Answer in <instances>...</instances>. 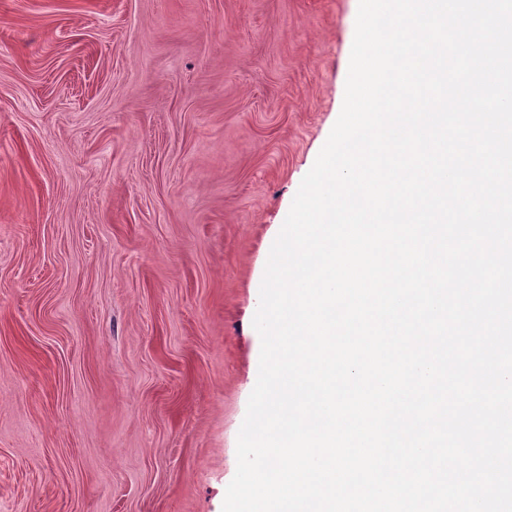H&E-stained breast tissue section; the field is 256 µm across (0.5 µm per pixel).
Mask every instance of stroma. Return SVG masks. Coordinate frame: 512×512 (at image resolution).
<instances>
[{
  "instance_id": "stroma-1",
  "label": "stroma",
  "mask_w": 512,
  "mask_h": 512,
  "mask_svg": "<svg viewBox=\"0 0 512 512\" xmlns=\"http://www.w3.org/2000/svg\"><path fill=\"white\" fill-rule=\"evenodd\" d=\"M358 8L0 0V512H223Z\"/></svg>"
}]
</instances>
